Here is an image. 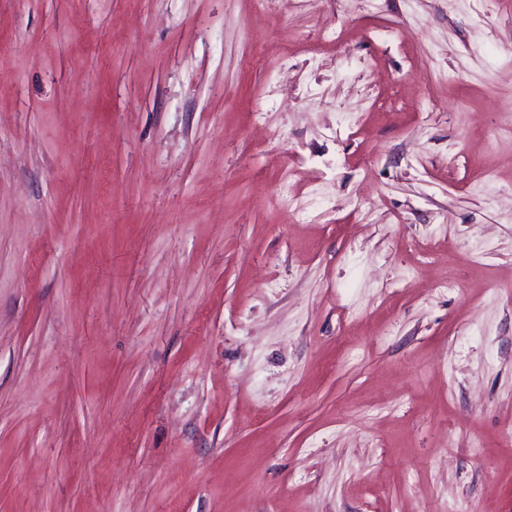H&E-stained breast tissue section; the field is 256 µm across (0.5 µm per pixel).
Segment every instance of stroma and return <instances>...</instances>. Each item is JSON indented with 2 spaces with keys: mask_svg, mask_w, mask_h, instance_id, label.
I'll list each match as a JSON object with an SVG mask.
<instances>
[{
  "mask_svg": "<svg viewBox=\"0 0 512 512\" xmlns=\"http://www.w3.org/2000/svg\"><path fill=\"white\" fill-rule=\"evenodd\" d=\"M0 512H512V0H0Z\"/></svg>",
  "mask_w": 512,
  "mask_h": 512,
  "instance_id": "35a3bbf8",
  "label": "stroma"
}]
</instances>
